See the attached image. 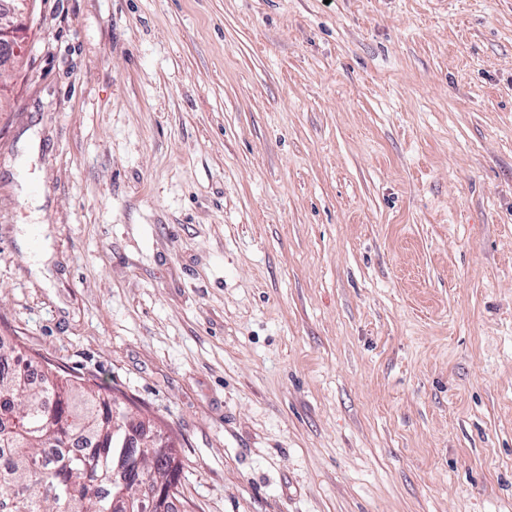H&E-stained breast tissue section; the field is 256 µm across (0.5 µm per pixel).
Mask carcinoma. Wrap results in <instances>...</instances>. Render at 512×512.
I'll use <instances>...</instances> for the list:
<instances>
[{"label": "carcinoma", "instance_id": "obj_1", "mask_svg": "<svg viewBox=\"0 0 512 512\" xmlns=\"http://www.w3.org/2000/svg\"><path fill=\"white\" fill-rule=\"evenodd\" d=\"M31 364L0 342V496L10 512H136L138 496L180 484L182 469L113 437L112 406L131 423L141 411L58 365L37 374ZM118 468L124 485L113 481Z\"/></svg>", "mask_w": 512, "mask_h": 512}]
</instances>
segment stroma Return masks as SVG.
<instances>
[{"mask_svg": "<svg viewBox=\"0 0 512 512\" xmlns=\"http://www.w3.org/2000/svg\"><path fill=\"white\" fill-rule=\"evenodd\" d=\"M27 25L0 338L161 425L192 512H512V0Z\"/></svg>", "mask_w": 512, "mask_h": 512, "instance_id": "35a3bbf8", "label": "stroma"}]
</instances>
